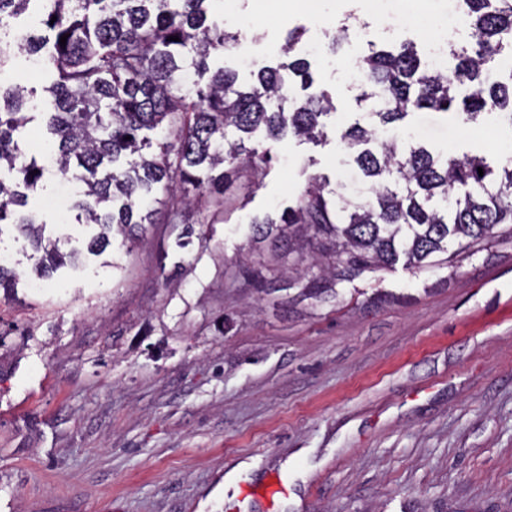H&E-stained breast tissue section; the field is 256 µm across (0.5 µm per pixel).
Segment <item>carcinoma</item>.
<instances>
[{
	"instance_id": "carcinoma-1",
	"label": "carcinoma",
	"mask_w": 512,
	"mask_h": 512,
	"mask_svg": "<svg viewBox=\"0 0 512 512\" xmlns=\"http://www.w3.org/2000/svg\"><path fill=\"white\" fill-rule=\"evenodd\" d=\"M208 2L0 0V23L42 5L49 34H27L23 48L42 57L52 167L81 184L72 209L76 223L97 227L87 244L93 254L116 233L136 242L155 224L183 223L190 195L222 188L245 165L269 163L247 145L259 131L327 142L334 105L326 90H312L306 59L262 66L247 84L233 70L210 69L232 36L207 20ZM464 2L471 41L450 49L448 71L433 70L407 41L393 50L372 44L360 57L362 113L339 134L358 183L333 187L316 176L282 213L251 219L250 250L260 261L241 269L256 293L296 286V297L324 301L333 288L308 276L315 268L336 284L402 257L422 267L434 255L450 261L512 236V159L434 154L396 127L421 110L472 123L495 113L512 126V75L506 83L498 76L512 48V0ZM36 94L26 81L0 83V225H13L41 253L36 271L48 279L75 253L61 252L27 209L46 166L27 157L15 135L33 120Z\"/></svg>"
}]
</instances>
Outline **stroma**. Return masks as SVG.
I'll return each mask as SVG.
<instances>
[{"instance_id": "stroma-1", "label": "stroma", "mask_w": 512, "mask_h": 512, "mask_svg": "<svg viewBox=\"0 0 512 512\" xmlns=\"http://www.w3.org/2000/svg\"><path fill=\"white\" fill-rule=\"evenodd\" d=\"M372 0H213L237 47L211 67L278 66L290 30L337 110L375 30ZM345 28L336 54L328 35ZM316 46L308 54V46ZM405 129L439 152L512 158V128L436 112ZM242 170L148 241L87 254L90 226L30 198L48 235L80 250L35 282L37 259L0 228L19 281L0 291V512H226L251 486L261 512H512V237L454 263L398 261L339 284L329 301L264 299L240 276L250 221L291 205L310 179L346 182L336 141L264 140ZM290 491L262 498L268 480Z\"/></svg>"}]
</instances>
